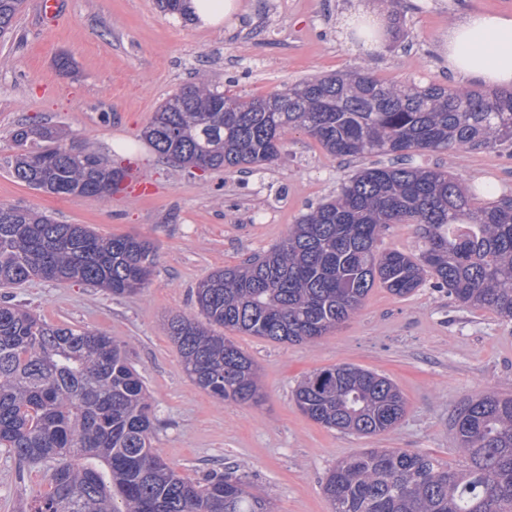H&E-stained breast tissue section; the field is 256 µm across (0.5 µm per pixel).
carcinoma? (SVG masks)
Here are the masks:
<instances>
[{
    "label": "carcinoma",
    "instance_id": "cac0c4a2",
    "mask_svg": "<svg viewBox=\"0 0 512 512\" xmlns=\"http://www.w3.org/2000/svg\"><path fill=\"white\" fill-rule=\"evenodd\" d=\"M22 5L0 0V35ZM179 92L183 97L156 109L143 135L181 167L254 170L277 160L299 129L335 157H391L357 171L261 257L198 283L203 319L177 314L168 321L197 387L230 403L260 402L256 364L222 330L310 342L354 316L376 285L406 298L430 284L462 307L512 321V195L478 203L449 171L408 163L420 150L457 154L511 144L512 91L387 83L359 67L248 100L205 75ZM219 103L232 111H216ZM12 139L19 149L13 177L35 190L100 200L124 178L89 144L64 151L53 126L32 122ZM392 224L416 225L419 253L377 251ZM156 259L154 246L138 237L105 239L84 224L0 203V288L41 278L135 294ZM295 403L322 426L361 436L393 428L406 411L388 377L350 365L309 375ZM455 429L466 467L365 448L326 476L332 512H512V396L470 401ZM153 434L143 383L111 337L0 304V447L48 473L49 490L28 512H272L245 476L213 472L198 481L180 474L153 448Z\"/></svg>",
    "mask_w": 512,
    "mask_h": 512
}]
</instances>
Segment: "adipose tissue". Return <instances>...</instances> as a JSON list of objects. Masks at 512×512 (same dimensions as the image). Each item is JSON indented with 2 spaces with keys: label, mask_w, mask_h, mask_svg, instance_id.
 <instances>
[{
  "label": "adipose tissue",
  "mask_w": 512,
  "mask_h": 512,
  "mask_svg": "<svg viewBox=\"0 0 512 512\" xmlns=\"http://www.w3.org/2000/svg\"><path fill=\"white\" fill-rule=\"evenodd\" d=\"M442 51L454 80L512 90V14H467L449 29Z\"/></svg>",
  "instance_id": "1"
}]
</instances>
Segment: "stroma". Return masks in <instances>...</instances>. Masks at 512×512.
I'll list each match as a JSON object with an SVG mask.
<instances>
[{
    "label": "stroma",
    "instance_id": "obj_1",
    "mask_svg": "<svg viewBox=\"0 0 512 512\" xmlns=\"http://www.w3.org/2000/svg\"><path fill=\"white\" fill-rule=\"evenodd\" d=\"M34 3L24 0L12 29L0 36V203L86 224L103 237L148 239L157 262L135 294L35 280L0 289V302L125 345L151 397L152 445L164 460L198 480L215 470L248 475L275 512H331L322 484L336 462L363 448H402L464 466L455 438L459 412L486 393L512 396V322L488 310L459 307L429 287L397 298L377 286L355 316L311 342L229 332L258 367L264 397L256 406L227 403L197 387L166 333L170 316H197L200 280L280 242L309 208L335 196L362 160L332 156L298 131L260 170L202 172L167 161L141 131L196 73L241 96L362 65L387 82L450 86L440 52L448 28L471 10L512 13V0H399L400 29L385 33L373 53L347 41L339 20L360 7L387 15L382 0H240V11L209 32L162 12L156 0H62L61 16L51 23L38 20ZM62 55L72 59V70L58 68ZM32 121L68 130L75 144L91 143L112 165L144 176L150 194L126 185L94 201L18 182L11 134ZM412 162L448 170L466 187L512 194V150L505 146L458 155L426 151ZM342 364L398 386L406 413L395 427L359 437L325 428L298 409V384ZM47 488L42 466L18 463L0 449V512H23Z\"/></svg>",
    "mask_w": 512,
    "mask_h": 512
}]
</instances>
